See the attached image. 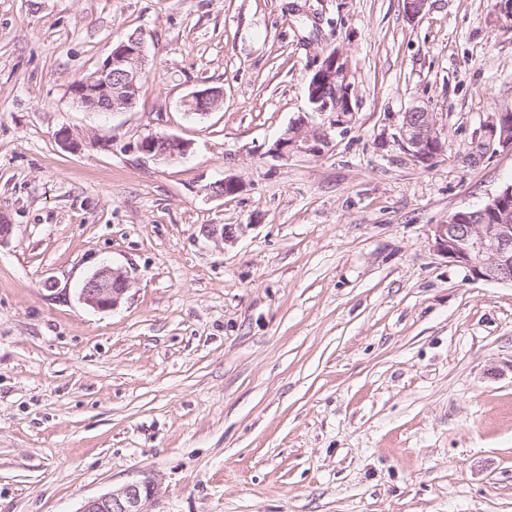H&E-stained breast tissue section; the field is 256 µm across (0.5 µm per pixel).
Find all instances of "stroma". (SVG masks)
Instances as JSON below:
<instances>
[{"label":"stroma","instance_id":"obj_1","mask_svg":"<svg viewBox=\"0 0 512 512\" xmlns=\"http://www.w3.org/2000/svg\"><path fill=\"white\" fill-rule=\"evenodd\" d=\"M493 5L0 0V512H79L146 476L153 512H512V287L431 242L512 183L511 147L465 161L512 110ZM133 32L135 105L75 104ZM334 49L351 121L321 156H272L328 123L306 85ZM205 88L221 107L187 113ZM418 105L445 141L428 168L396 139ZM155 133L186 156L146 159ZM105 263L131 277L113 310L79 299Z\"/></svg>","mask_w":512,"mask_h":512}]
</instances>
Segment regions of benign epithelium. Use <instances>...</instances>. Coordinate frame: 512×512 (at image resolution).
<instances>
[{
    "label": "benign epithelium",
    "instance_id": "benign-epithelium-1",
    "mask_svg": "<svg viewBox=\"0 0 512 512\" xmlns=\"http://www.w3.org/2000/svg\"><path fill=\"white\" fill-rule=\"evenodd\" d=\"M343 54L336 49L326 55L307 90L312 111L337 114L344 122L353 112L352 86L337 69ZM145 44L134 35L131 45L113 47L101 66L89 77L71 85L75 101L90 111L114 112L135 104L144 76ZM224 92L207 88L192 93L187 106L195 114L196 103ZM398 141L413 161L430 166L442 155L445 143L435 113L418 106L404 113L398 130ZM329 133L324 126H314L305 120L291 125L270 149L278 158L293 154L319 156L329 146ZM512 147V113L496 112L489 117L483 134L474 141L471 157L482 158L494 146ZM181 139L155 133L141 140L139 151L158 161L175 160L188 151ZM434 249L448 261L466 269L473 280L512 286V184L488 197L477 209L454 212L445 224L433 227ZM130 286L128 272L111 265H102L87 277L79 289V299L86 305L107 310L116 308ZM158 494L156 484L145 478L128 483L105 495L88 499L80 512H151Z\"/></svg>",
    "mask_w": 512,
    "mask_h": 512
}]
</instances>
